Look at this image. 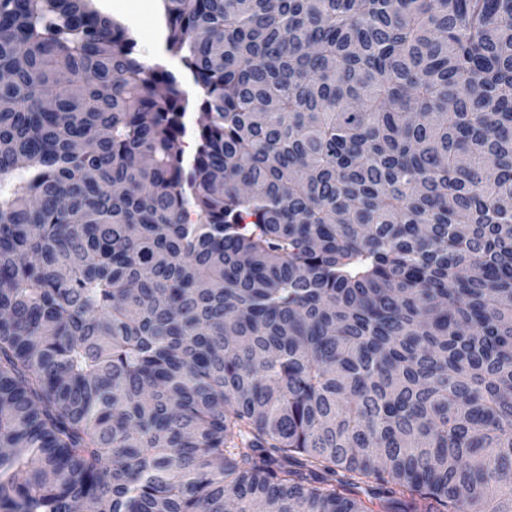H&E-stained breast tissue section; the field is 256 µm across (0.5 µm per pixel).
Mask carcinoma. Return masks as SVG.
Listing matches in <instances>:
<instances>
[{"mask_svg": "<svg viewBox=\"0 0 512 512\" xmlns=\"http://www.w3.org/2000/svg\"><path fill=\"white\" fill-rule=\"evenodd\" d=\"M0 0L3 512H512V0ZM92 7L101 14L112 18L114 21L127 27L135 24L132 17L127 21L123 14L135 15L137 24L135 34L137 41L136 51L139 57L149 56L154 59V64L159 62L158 43L156 38V22L162 12V0H92ZM147 66L152 65L150 59H140ZM184 86L189 93V98H190V102H191L190 108L188 110L189 120H190V123H194V129H193V135L187 134L186 136H184L181 139V141L179 143V147L183 151L184 156L186 158H189L195 153L196 148H197V139H196L195 129L197 128V120H198L200 112L198 111V108H197L198 88L195 87L188 79L184 80Z\"/></svg>", "mask_w": 512, "mask_h": 512, "instance_id": "carcinoma-1", "label": "carcinoma"}]
</instances>
